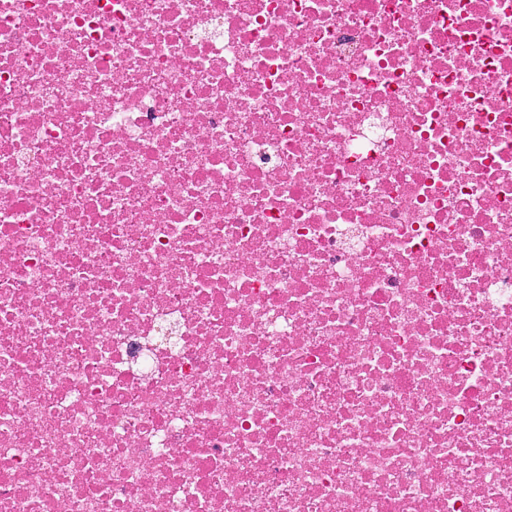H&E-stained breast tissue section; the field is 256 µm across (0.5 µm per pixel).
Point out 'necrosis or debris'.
Returning a JSON list of instances; mask_svg holds the SVG:
<instances>
[{
  "mask_svg": "<svg viewBox=\"0 0 512 512\" xmlns=\"http://www.w3.org/2000/svg\"><path fill=\"white\" fill-rule=\"evenodd\" d=\"M0 512H512V0H0Z\"/></svg>",
  "mask_w": 512,
  "mask_h": 512,
  "instance_id": "1",
  "label": "necrosis or debris"
}]
</instances>
